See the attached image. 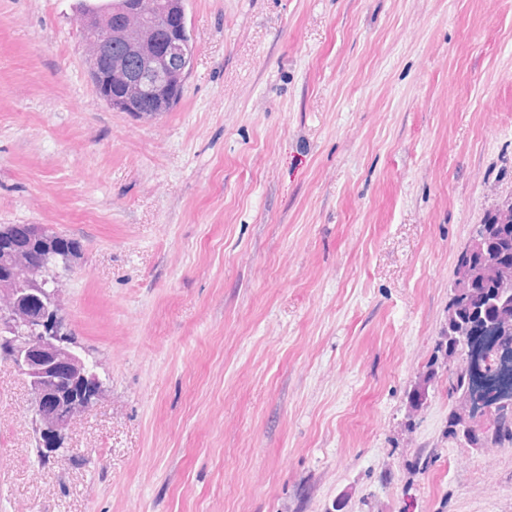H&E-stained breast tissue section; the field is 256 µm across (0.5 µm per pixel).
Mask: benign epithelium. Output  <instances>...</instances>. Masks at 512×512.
<instances>
[{"label":"benign epithelium","mask_w":512,"mask_h":512,"mask_svg":"<svg viewBox=\"0 0 512 512\" xmlns=\"http://www.w3.org/2000/svg\"><path fill=\"white\" fill-rule=\"evenodd\" d=\"M138 21L112 24V10L96 15L90 32L91 42L97 46L121 43L128 54L140 60L138 72L127 70L110 52H96L91 60L90 80L109 105L124 112H152L160 110L169 100L168 89L173 82H183L186 75L188 51L176 29L185 27L186 12L177 0H151L146 5L135 0ZM124 88V94L112 96V86ZM16 277V263L0 259V295L15 293L13 307L6 309L17 326L30 322L47 323L56 310L45 304L34 311L20 290L12 288ZM11 351L0 355L11 361L25 375L34 394L33 417L40 433L61 435L72 420L87 409V403L56 395L51 401L50 383L58 376L70 380L83 377V363L61 337L49 332L35 336H16L10 341Z\"/></svg>","instance_id":"obj_1"}]
</instances>
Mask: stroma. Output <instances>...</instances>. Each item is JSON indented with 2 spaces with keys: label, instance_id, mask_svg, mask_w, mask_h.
<instances>
[{
  "label": "stroma",
  "instance_id": "1",
  "mask_svg": "<svg viewBox=\"0 0 512 512\" xmlns=\"http://www.w3.org/2000/svg\"><path fill=\"white\" fill-rule=\"evenodd\" d=\"M78 0H0V224L106 393L40 461L0 359V512H512V446L449 439L474 224L512 197V0H186L183 98L113 111ZM14 225L15 224H0V254L2 253L3 248L11 249V246L15 244L13 228H15L16 240L19 243H23V246L19 248L27 250L26 245H29L34 240L32 232L35 224ZM37 243L32 250L35 255L44 263L34 267L30 276L25 278L18 285V289L11 288L13 280L16 277L17 264L10 260L0 259V296L3 293H12L15 291V300L13 307L5 309L10 320L17 326L29 324L30 322L47 323L52 316L56 315L55 309H50L51 304H44L38 311L30 308L22 295L20 288H29L31 291L47 294L44 288H54V293L59 296L60 288H55L63 272L68 271L74 259L79 255L80 245L76 240L70 241L69 248L65 251H55V240L57 232L45 225H36ZM50 299L51 296H50Z\"/></svg>",
  "mask_w": 512,
  "mask_h": 512
}]
</instances>
